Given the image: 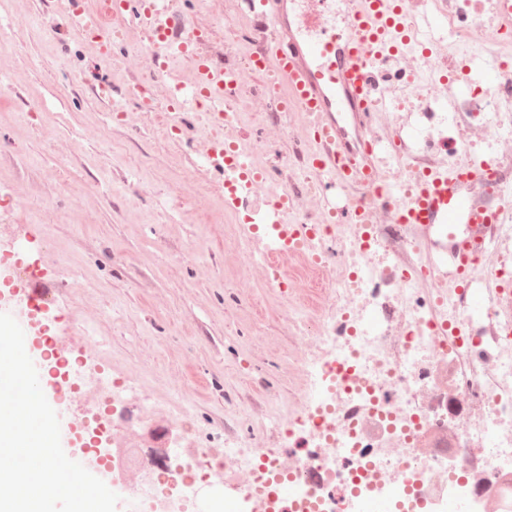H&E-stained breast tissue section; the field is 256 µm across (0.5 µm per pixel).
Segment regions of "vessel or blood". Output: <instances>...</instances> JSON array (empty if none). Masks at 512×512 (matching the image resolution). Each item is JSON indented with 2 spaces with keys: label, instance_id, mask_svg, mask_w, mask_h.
Here are the masks:
<instances>
[{
  "label": "vessel or blood",
  "instance_id": "1",
  "mask_svg": "<svg viewBox=\"0 0 512 512\" xmlns=\"http://www.w3.org/2000/svg\"><path fill=\"white\" fill-rule=\"evenodd\" d=\"M299 0H246L248 13L263 35L264 58L255 71L273 66L276 87L286 88L303 112L315 121L308 134L315 144L314 168L324 171L321 196L326 214L338 224H367L372 206L396 211L398 222L413 237L423 255L424 271L454 281L469 295L470 309L479 313L490 295L512 306V272H495L491 283L473 290V269L493 239L497 223L512 211V196L499 185L505 175L499 162L470 159L455 169L434 167L414 172V157H406L410 188L404 200L376 180L374 159L351 143L337 113H350L359 135L372 125L376 102L388 73L390 50L401 39L402 19L394 0H344V24L324 21L334 0H314L312 10H298ZM133 17L144 31L157 72H164L169 56L188 61L191 80L169 89V106L183 110L198 100L212 102V117L222 121L223 90L236 82L235 71L215 62L200 26L188 24L171 0H106L105 14L91 13L84 0H66L63 21L72 32L97 41L105 25L103 15ZM239 181L227 187L229 198L242 202L262 173L239 166ZM24 299L39 312L53 306L60 295L56 282L16 268Z\"/></svg>",
  "mask_w": 512,
  "mask_h": 512
}]
</instances>
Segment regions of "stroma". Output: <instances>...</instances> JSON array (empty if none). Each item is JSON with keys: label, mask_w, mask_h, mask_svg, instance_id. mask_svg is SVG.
<instances>
[{"label": "stroma", "mask_w": 512, "mask_h": 512, "mask_svg": "<svg viewBox=\"0 0 512 512\" xmlns=\"http://www.w3.org/2000/svg\"><path fill=\"white\" fill-rule=\"evenodd\" d=\"M192 24L209 28L224 57L246 32L226 0H177ZM62 0H0V272L15 252L45 278L77 276L46 317L54 334L80 338L93 326L104 346L85 359V377L134 372L161 403L172 387L196 408L192 447L219 448L241 426L226 402L264 405L288 395L292 331L285 301L243 288L234 230L224 222L221 178L203 160L205 131L172 136L163 112H142L143 86L158 103L167 84L152 78L142 31L109 19L112 44L100 53L62 32ZM83 379L57 407L67 421L112 419L85 393Z\"/></svg>", "instance_id": "1"}]
</instances>
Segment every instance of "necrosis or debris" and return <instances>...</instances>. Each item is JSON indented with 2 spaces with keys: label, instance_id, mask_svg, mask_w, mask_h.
Returning <instances> with one entry per match:
<instances>
[{
  "label": "necrosis or debris",
  "instance_id": "1",
  "mask_svg": "<svg viewBox=\"0 0 512 512\" xmlns=\"http://www.w3.org/2000/svg\"><path fill=\"white\" fill-rule=\"evenodd\" d=\"M486 0H400L411 27L395 61L408 67L400 90H384L382 112H443L449 126L466 135L449 165L473 155L497 159L512 145V97L483 88L466 102L453 97V77L462 70H495L512 59L485 14ZM258 52L249 42L248 60L236 68V85L224 98L225 137L254 165L257 148L242 141L246 120L272 121L279 98L255 108L248 80ZM377 159L376 177L405 197L407 172L384 136L368 144ZM313 144L301 140L288 157L287 187L254 184L250 196L269 201L281 192L298 199L283 223L309 227L303 247L289 250L271 231V246L256 248L262 212L231 211L238 226L239 253L246 266L261 270L264 284L295 292L314 288L323 299L318 314L288 306L297 345L288 356L296 385L288 397L273 396L265 413L237 405L228 418L275 428L280 447H263L253 434L228 435L221 454L201 453L197 470L207 481L225 479L246 491L225 501L224 512H363L364 503L385 499L395 512H437L446 500L470 504L474 512H512V331L502 311L488 304L472 319L469 303L452 281L417 277L421 251L395 236L394 216L376 212L374 235L357 224L326 223L318 205L323 181L310 165ZM137 376L92 380L90 393L112 407L114 440L127 438L131 411L148 418L157 404L148 397L128 401ZM156 451L140 456L149 478L130 488L150 501L181 494L193 475L172 463L164 431L153 434ZM290 485L289 497L279 492Z\"/></svg>",
  "mask_w": 512,
  "mask_h": 512
}]
</instances>
